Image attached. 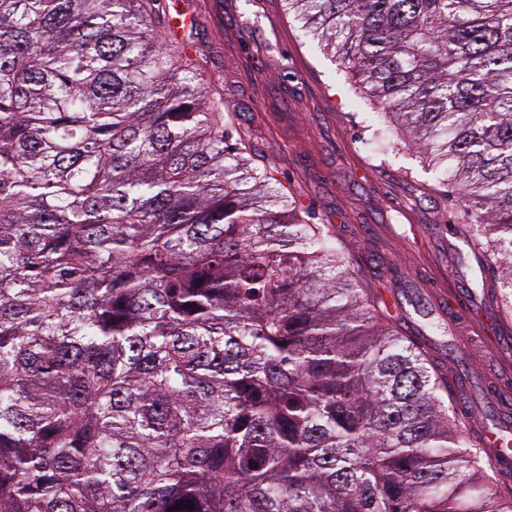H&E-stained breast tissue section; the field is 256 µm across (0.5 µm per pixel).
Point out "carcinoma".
<instances>
[{"instance_id": "carcinoma-1", "label": "carcinoma", "mask_w": 512, "mask_h": 512, "mask_svg": "<svg viewBox=\"0 0 512 512\" xmlns=\"http://www.w3.org/2000/svg\"><path fill=\"white\" fill-rule=\"evenodd\" d=\"M282 2L512 303V0ZM159 7L0 0V512H512L431 347L230 144Z\"/></svg>"}]
</instances>
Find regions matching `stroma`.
Segmentation results:
<instances>
[{
	"mask_svg": "<svg viewBox=\"0 0 512 512\" xmlns=\"http://www.w3.org/2000/svg\"><path fill=\"white\" fill-rule=\"evenodd\" d=\"M161 4L166 16L192 17L179 38L211 94L223 98L233 141L299 200L304 220L329 225L360 287L399 298L384 321L424 335L427 320H439L418 274L467 290L469 333L481 340L468 379L512 371V309L484 247L465 236L460 202L417 149L376 151L371 127L378 113L354 78L301 36L281 0Z\"/></svg>",
	"mask_w": 512,
	"mask_h": 512,
	"instance_id": "obj_1",
	"label": "stroma"
}]
</instances>
